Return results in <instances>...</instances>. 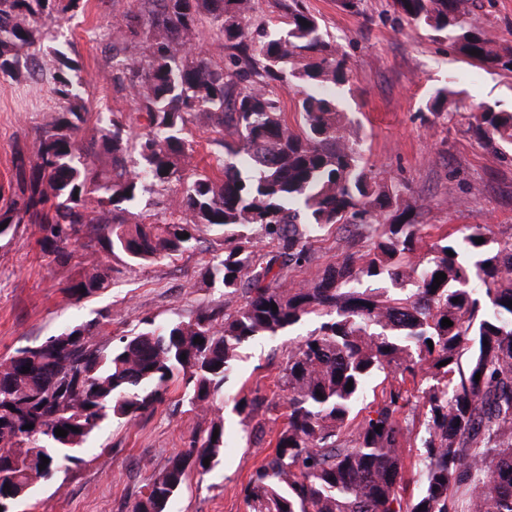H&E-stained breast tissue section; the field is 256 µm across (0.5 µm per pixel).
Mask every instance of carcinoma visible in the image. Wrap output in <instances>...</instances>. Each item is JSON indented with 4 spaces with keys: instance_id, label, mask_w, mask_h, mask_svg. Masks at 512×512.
<instances>
[{
    "instance_id": "obj_1",
    "label": "carcinoma",
    "mask_w": 512,
    "mask_h": 512,
    "mask_svg": "<svg viewBox=\"0 0 512 512\" xmlns=\"http://www.w3.org/2000/svg\"><path fill=\"white\" fill-rule=\"evenodd\" d=\"M139 2L113 29L112 73L146 114V131L114 112L79 143L86 107L69 58L41 56L52 115L17 157L23 188L0 206V241L35 224L42 249L64 269L71 238L92 230L100 249L65 286L80 301L108 286L111 268L99 251L142 265L216 228L222 254L199 277L221 278L224 302L187 322L147 317L142 331L113 344L94 340V324L75 325L0 362V512H17L62 462H80L72 450L105 420L137 419L163 404L176 381L191 389L193 408H206L243 345L310 320L319 325L288 350L280 371L288 413L242 489L246 512H512V234L497 239L475 225L425 246L407 187L380 177L360 128L344 120L332 91L349 81L345 58L304 0H274L261 18L258 0ZM81 3L0 0V75L30 73L44 24ZM392 7L470 63L512 73V46L468 20L467 0ZM204 20L224 49L221 66L200 44ZM290 80L298 87L293 122L276 93ZM453 95L437 91L429 114L457 116L448 111ZM461 118L491 148L512 146V112L485 107ZM193 122L220 134L211 175L194 163L185 135ZM173 182L185 185L166 201L177 220L129 222L143 197ZM333 226L357 229L344 238L341 260L312 285L294 283L292 270L315 261L313 234ZM439 272L447 278L434 290ZM380 374L397 383L361 417L357 404ZM415 399L424 460L419 491L404 503L405 412ZM264 404L277 408L256 391L234 409L250 414ZM223 450L219 416L143 485L131 512H168L189 473H207Z\"/></svg>"
}]
</instances>
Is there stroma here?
<instances>
[{"label": "stroma", "instance_id": "1", "mask_svg": "<svg viewBox=\"0 0 512 512\" xmlns=\"http://www.w3.org/2000/svg\"><path fill=\"white\" fill-rule=\"evenodd\" d=\"M309 9L344 52L351 79L337 91L339 108L360 126L366 155L383 178L408 187L418 221L461 228L493 225L512 231V160H504L455 123H431L424 114L438 89L455 91L453 107L473 112L481 106L512 112V74L483 70L456 54L448 41L399 19L391 0H360L354 13L336 0H306ZM138 0H87L84 10L47 28L42 51L60 50L75 61L88 120L79 136L90 141L98 117L127 112L126 86L110 79L112 30L122 14L137 11ZM471 22L512 44V0H469ZM52 85L41 76L19 81L0 78V184L16 183L13 160L31 148L38 127L49 119ZM36 225H19L0 242V361L16 349L32 347L67 328L94 322L98 341H115L159 322L186 320L221 303V283L202 282L198 270L222 237L204 231L201 242L178 255L129 267L107 257L108 287L79 301L63 289L52 255L39 246ZM342 231L326 229L311 240L316 260L295 269V282L312 284L342 255ZM298 329L247 343L224 385V396L207 409L189 408L182 384H172L166 401L127 423L108 421L79 451L81 461L62 467L52 483L37 486L20 512H129L147 478L189 438L222 415L223 456L205 475L189 474L170 512H245L241 490L270 451L254 427L282 426L283 410L243 419L236 398L260 390L281 401L276 386Z\"/></svg>", "mask_w": 512, "mask_h": 512}]
</instances>
